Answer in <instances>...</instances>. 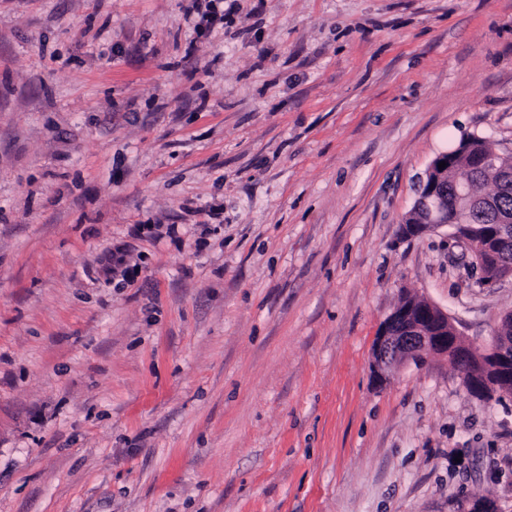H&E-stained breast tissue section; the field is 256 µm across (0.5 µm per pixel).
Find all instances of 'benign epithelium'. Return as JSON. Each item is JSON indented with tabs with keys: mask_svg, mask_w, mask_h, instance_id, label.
<instances>
[{
	"mask_svg": "<svg viewBox=\"0 0 512 512\" xmlns=\"http://www.w3.org/2000/svg\"><path fill=\"white\" fill-rule=\"evenodd\" d=\"M448 154L437 156L421 181L414 207L424 210L426 223L403 224L401 233L415 237L430 229L448 225V208L443 204L448 168L438 164ZM455 235L464 239L479 235L488 243H512V214L500 215L497 224L454 225ZM434 353L448 357L466 390L472 394L494 395L498 383L512 379V343L495 336L478 352L472 351L448 314L424 298L398 304L380 323L373 343V369L377 380L386 379L392 365L400 361H420ZM458 512H494L492 502L473 494L461 503Z\"/></svg>",
	"mask_w": 512,
	"mask_h": 512,
	"instance_id": "1",
	"label": "benign epithelium"
}]
</instances>
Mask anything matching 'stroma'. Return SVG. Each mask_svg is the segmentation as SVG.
I'll list each match as a JSON object with an SVG mask.
<instances>
[{"mask_svg":"<svg viewBox=\"0 0 512 512\" xmlns=\"http://www.w3.org/2000/svg\"><path fill=\"white\" fill-rule=\"evenodd\" d=\"M0 0V512H512V395L372 373L414 294L490 343L449 227L512 155V0ZM478 145V151L483 155L492 156L497 170H486L479 177L473 178L470 185L472 194L477 197L491 199L492 202L485 205V208L474 214L475 224H466L463 222L465 217H460L459 224H451L448 222V214L452 213L454 206L453 184L456 180L464 179L470 176L471 160L474 163L480 162L475 157L471 159L470 155L459 154L454 152L450 155L443 153L438 155L429 166L425 178L421 181L417 197L415 199L414 208H423L426 215V224H420L421 215L411 213L405 224H401V233L404 237H415L425 230L435 229L446 226L448 224L455 228V236L462 239L466 237L479 235L489 244L503 246L512 243V214L499 215V213L512 212V181L511 179L505 184H499L500 173L503 170H512V156H502L495 152L482 138L474 141ZM455 155L451 165L448 166V157ZM445 161L446 167L439 170L438 164ZM448 186V208L443 204L446 196L445 183ZM493 184V191L490 193L483 192V187ZM498 216V218H497ZM497 219V224L495 221ZM494 224L493 230L489 227Z\"/></svg>","mask_w":512,"mask_h":512,"instance_id":"stroma-1","label":"stroma"}]
</instances>
